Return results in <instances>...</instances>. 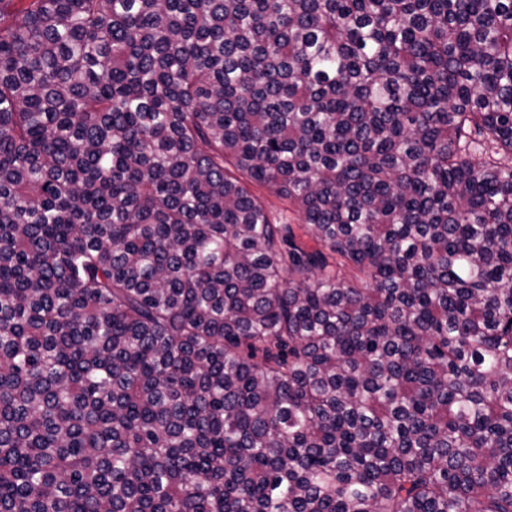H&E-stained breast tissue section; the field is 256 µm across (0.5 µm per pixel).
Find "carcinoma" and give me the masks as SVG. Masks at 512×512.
Returning <instances> with one entry per match:
<instances>
[{"label":"carcinoma","instance_id":"1","mask_svg":"<svg viewBox=\"0 0 512 512\" xmlns=\"http://www.w3.org/2000/svg\"><path fill=\"white\" fill-rule=\"evenodd\" d=\"M0 512H512V0H0ZM253 192L260 197L265 206L276 214H284L290 224H300L301 220L294 208L289 206L286 200H283L274 192L266 187L254 186Z\"/></svg>","mask_w":512,"mask_h":512}]
</instances>
